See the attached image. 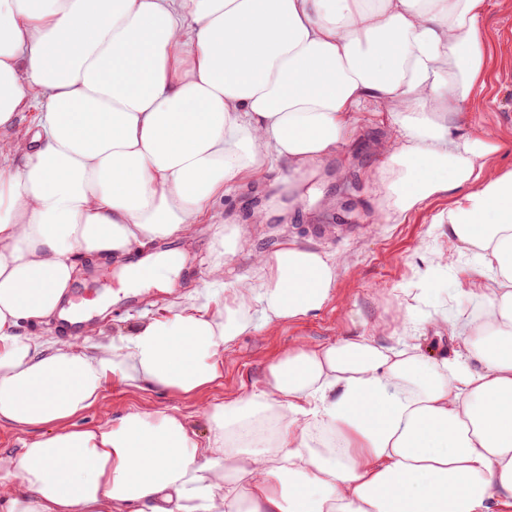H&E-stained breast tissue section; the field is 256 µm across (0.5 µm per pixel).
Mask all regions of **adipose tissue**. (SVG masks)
Returning <instances> with one entry per match:
<instances>
[{"label":"adipose tissue","mask_w":512,"mask_h":512,"mask_svg":"<svg viewBox=\"0 0 512 512\" xmlns=\"http://www.w3.org/2000/svg\"><path fill=\"white\" fill-rule=\"evenodd\" d=\"M487 0H0V421L49 428L0 453V512H512V171L454 121L487 78ZM38 129L5 139L31 92ZM388 118L371 170L388 224L460 188L435 221L471 254L478 314L433 363L403 340L301 346L262 388L209 407L200 440L177 406L81 429L109 377L174 398L224 374L239 337L319 311L339 264L285 240L179 312L87 346L24 324L69 318L78 259L218 224L226 185L275 164L297 189L351 135L366 102ZM23 166L12 170L13 157ZM274 416L275 441L240 450Z\"/></svg>","instance_id":"adipose-tissue-1"}]
</instances>
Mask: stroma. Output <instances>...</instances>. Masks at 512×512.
Listing matches in <instances>:
<instances>
[{
	"label": "stroma",
	"mask_w": 512,
	"mask_h": 512,
	"mask_svg": "<svg viewBox=\"0 0 512 512\" xmlns=\"http://www.w3.org/2000/svg\"><path fill=\"white\" fill-rule=\"evenodd\" d=\"M487 39V81L476 87L455 121L460 137L495 139L499 150L490 166L499 173L512 170V0H488L481 24ZM366 104L360 114L361 130L355 133L326 161L311 183L312 193L296 205H289L279 186L233 184L226 186L217 209L224 213L225 229L236 228L246 240L234 256L224 254L215 228L199 224L188 234L153 245V253L174 252L181 257L180 270L160 288L141 289L140 309L129 311L121 303L128 290L121 282L122 270L113 262L80 264L73 292L95 295L87 315L97 324L91 342L106 341L120 329L164 313H174L189 305L204 291L209 267L224 260V279L233 281L250 270L251 257L270 254L284 240L317 248L341 260L336 287L324 307L315 313L287 319L238 337L224 357V375L212 387L176 400L150 387H130L109 380L104 387L102 407H94L74 418L77 426L97 424L102 410L111 417L129 411L152 413L177 404L199 436H207L206 411L210 404L230 401L263 386L268 366L284 352L302 345L326 346L343 337L373 336L378 344H394L404 322H412L416 342L433 360L453 357L458 348L448 334L439 312L455 315L476 312L479 304L469 293L467 268L471 259L458 255L452 272L434 276L431 299H412L411 284L425 276L428 255L433 251L458 254L457 244L447 226L436 225L434 217L448 209L462 195L461 190L431 198L419 208L390 224L374 217L376 198L369 172L383 157L374 145L385 134ZM346 180H338V170ZM333 206L322 211V198ZM272 205L277 209L266 224L249 223L253 208Z\"/></svg>",
	"instance_id": "1"
}]
</instances>
